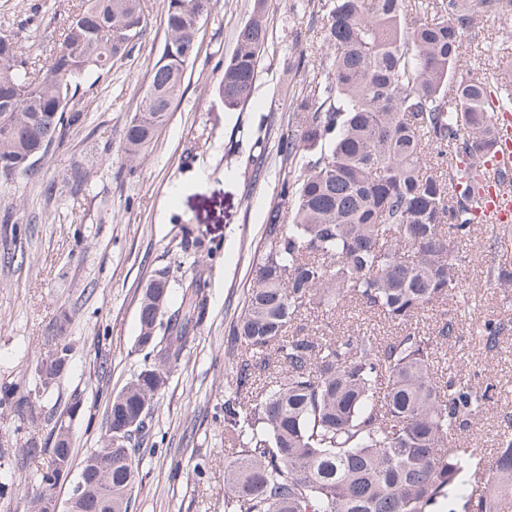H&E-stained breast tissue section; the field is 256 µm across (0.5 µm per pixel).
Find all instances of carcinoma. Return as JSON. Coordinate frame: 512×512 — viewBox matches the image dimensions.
<instances>
[{"instance_id": "obj_1", "label": "carcinoma", "mask_w": 512, "mask_h": 512, "mask_svg": "<svg viewBox=\"0 0 512 512\" xmlns=\"http://www.w3.org/2000/svg\"><path fill=\"white\" fill-rule=\"evenodd\" d=\"M323 40L334 49L325 79L306 86L296 129L276 152L298 171L281 181L253 287L231 322L224 356V512H430L463 485V512H512V414L497 448L465 440L503 385L481 356L499 352L512 315L477 320L478 357L466 375L445 372L439 351L458 338L468 307L460 272L475 226L474 197L454 193L457 166L485 186L496 111H512V59L490 83L462 64L467 38L488 12L512 0H327ZM210 0H166L167 37L122 150L138 160L183 95ZM267 0L224 62V109L245 106L267 41ZM141 0H82L63 27L52 80L0 35V185L32 179L37 162L84 125L80 83L127 58L146 29ZM90 169L74 162L62 181L80 194ZM512 226L488 241L484 285L512 300ZM171 270L154 271L138 306V348L150 362L112 398L104 442L85 459L75 512H129L152 412L168 375L209 313L202 273L169 311ZM456 305L449 313L448 305ZM361 307L398 328L393 336L341 330L337 314ZM434 316L422 330L419 318ZM44 388L72 346L54 326ZM33 419L6 391L0 405ZM52 467L72 459L69 431L51 428Z\"/></svg>"}]
</instances>
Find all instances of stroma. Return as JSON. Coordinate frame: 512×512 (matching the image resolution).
Here are the masks:
<instances>
[{
  "label": "stroma",
  "mask_w": 512,
  "mask_h": 512,
  "mask_svg": "<svg viewBox=\"0 0 512 512\" xmlns=\"http://www.w3.org/2000/svg\"><path fill=\"white\" fill-rule=\"evenodd\" d=\"M78 2L0 0V34L16 36L24 56L45 65L61 48L62 22ZM321 3L270 0L254 95L228 112L218 93L222 65L237 48L253 0H214L196 36L198 54L185 71L181 101L128 171L123 127L166 34L164 0H143L140 47L81 85L76 101L87 111L84 126L51 150L39 181L0 186V215L11 213L29 229L17 245L22 261L0 263V392L25 397L34 415L23 425L0 407V512H29L38 477L51 464L54 418L78 401L70 472L54 490L60 502L70 498L85 458L101 445L110 399L145 364L136 347L138 304L153 271L169 264L178 280L204 268L210 310L154 409L155 451L139 464L131 510L224 512V467L235 457L224 445V336L252 284L265 215L279 201L285 167L275 145L293 129L301 89L322 77L320 62L330 53L320 37ZM504 55L512 56V15L486 14L463 62L490 79ZM76 161L92 170L74 198L62 175ZM49 181L50 198L43 193ZM196 235L209 240V251L183 254V239ZM491 235L489 226H477L462 267L469 303L481 317L503 310L497 289L482 285ZM64 312L72 317L71 360L41 394L34 367L46 358L49 330ZM30 438L41 442V453L26 454Z\"/></svg>",
  "instance_id": "1"
}]
</instances>
